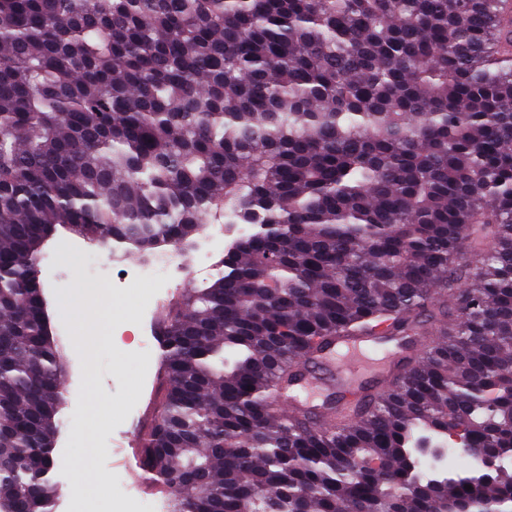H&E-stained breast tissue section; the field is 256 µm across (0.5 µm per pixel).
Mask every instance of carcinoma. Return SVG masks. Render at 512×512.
Instances as JSON below:
<instances>
[{
  "label": "carcinoma",
  "instance_id": "1",
  "mask_svg": "<svg viewBox=\"0 0 512 512\" xmlns=\"http://www.w3.org/2000/svg\"><path fill=\"white\" fill-rule=\"evenodd\" d=\"M207 221L252 231L163 321L138 465L173 512H512V0H0V512L58 495L45 242ZM428 323L356 402L276 410ZM450 423L464 475L410 486ZM374 340L341 339L336 342L337 358L328 362L329 377L321 379L316 383V387L333 386L341 388L348 393L356 391V375L365 368L367 353L361 349V345Z\"/></svg>",
  "mask_w": 512,
  "mask_h": 512
}]
</instances>
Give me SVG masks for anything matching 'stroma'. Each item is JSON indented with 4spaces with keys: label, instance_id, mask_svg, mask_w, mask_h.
<instances>
[{
    "label": "stroma",
    "instance_id": "obj_1",
    "mask_svg": "<svg viewBox=\"0 0 512 512\" xmlns=\"http://www.w3.org/2000/svg\"><path fill=\"white\" fill-rule=\"evenodd\" d=\"M203 245V236L195 235L182 253L184 271L172 273L166 281L145 278L133 288L114 293L84 286L86 258L100 257L98 275L108 282L123 270L148 265L147 257L130 251L116 259L109 248L74 234L68 235L65 246L47 248L40 279L52 303L54 331L63 346L65 392L53 471L60 490L56 512H170L171 493L147 478L137 465V435L132 425L150 419L161 379L160 356H147L141 343L159 333L160 325L154 320L159 291L166 287L176 294L189 285L185 270L196 264ZM116 306L130 311L132 322H115L118 334L112 346L100 348L90 333L100 325L103 311ZM96 410L108 413L104 426L91 424L90 416ZM107 441L112 444L108 451L102 448ZM87 455L95 475L111 488L109 497L74 495ZM129 485L140 489L131 500L125 496Z\"/></svg>",
    "mask_w": 512,
    "mask_h": 512
}]
</instances>
